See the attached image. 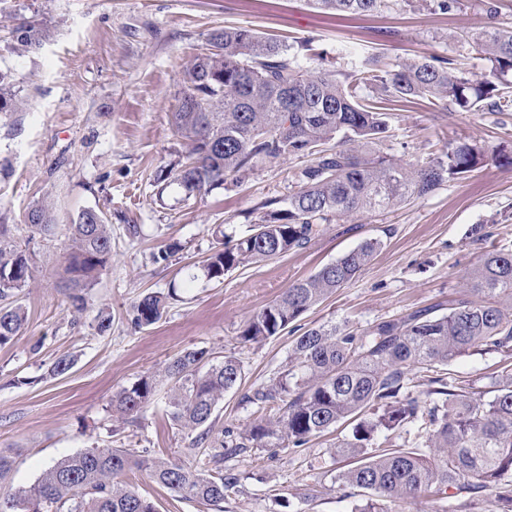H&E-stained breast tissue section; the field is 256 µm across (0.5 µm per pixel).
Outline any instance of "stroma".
I'll list each match as a JSON object with an SVG mask.
<instances>
[{
    "label": "stroma",
    "instance_id": "35a3bbf8",
    "mask_svg": "<svg viewBox=\"0 0 512 512\" xmlns=\"http://www.w3.org/2000/svg\"><path fill=\"white\" fill-rule=\"evenodd\" d=\"M486 3L462 0L443 14L427 0H412L350 19L308 0H0V73L13 103L12 111L0 112V224L26 246L35 280L18 294L26 311L21 332L0 346V452L15 460L12 490L28 489L54 462L96 446L194 462L190 437L165 415L168 382H159L137 422L116 420L110 407L113 394L185 350L207 349L216 362L227 354L240 360L242 382L213 417L215 431L239 433L277 414V405L262 410L247 397L287 369L306 330L336 325L359 332L419 310L447 313L482 254H512V112H457L444 101L432 108L421 101L393 105L382 150L395 161L437 157L449 142L476 139L488 151L486 163L399 208L322 225L304 247L250 263L220 282L200 268L216 228L243 234L264 201L296 190L304 159L261 164L240 181L191 197L179 185L162 191L154 182L187 151L172 128L180 75L213 30L242 26L276 37L311 71L330 62L347 72L371 54L386 63L434 56L454 60L476 79L484 64L467 37L492 22ZM23 24L40 34L39 45L16 42L13 31ZM307 39L312 48L305 51L300 44ZM43 199L54 205L57 230L50 237L24 222ZM84 209L101 211L111 224L112 261L78 313L61 256L68 227ZM475 224L485 225L486 237H471ZM370 239L381 246L353 282L278 336L241 342L244 324L292 283ZM170 243L175 255L154 262ZM172 287L179 298L162 318L133 329V303ZM102 310L112 316L104 334L96 329ZM61 356L74 358L73 367L50 376ZM503 363L499 353L472 352L444 375L490 391ZM350 431L342 424L300 448L225 455L224 470L238 483L218 508L180 499L138 469L124 480L158 512H353L361 497L337 483L349 461L334 448Z\"/></svg>",
    "mask_w": 512,
    "mask_h": 512
}]
</instances>
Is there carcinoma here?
<instances>
[{
    "label": "carcinoma",
    "instance_id": "obj_1",
    "mask_svg": "<svg viewBox=\"0 0 512 512\" xmlns=\"http://www.w3.org/2000/svg\"><path fill=\"white\" fill-rule=\"evenodd\" d=\"M318 9L372 17L409 0H311ZM486 63L477 79L462 75L451 59L403 61L390 68L377 57L348 73L308 71L288 46L251 29L225 27L182 71V96L172 115L174 133L189 145L173 181L189 195L221 187L260 164L309 156L298 189L270 199L258 223L236 239L217 233L203 261L210 280L254 261L272 260L305 246L322 224H338L364 212L388 210L424 198L444 182L482 167L487 152L477 141L448 144L441 157L400 164L383 155L386 111L393 102L446 100L459 112L488 107L512 111V29L489 26L474 41ZM371 88L378 96H366ZM25 220L45 236L55 232L52 206L33 204ZM63 253L66 287L76 311L83 290L94 285L112 259V229L105 217L85 209L69 228ZM381 246L363 242L314 275L298 280L254 314L240 332L242 342L279 335L328 294L352 282ZM466 287L477 299L462 298L447 314L416 311L381 321L361 333L320 326L298 336L291 368L247 397L262 406L282 403L274 421L260 420L224 443L212 436L210 420L224 394L238 386L243 368L227 354L216 364L204 348L188 349L166 363L170 382L167 417L191 445L202 449L193 468L163 458L135 459L121 448H92L48 468L27 490L9 492L3 481L13 457L0 453V512H157L155 504L125 484L133 468L179 498L218 506L237 484L224 474V447L287 443L296 448L369 410L337 452L353 459L339 472L341 484L366 493L357 512H393L401 501L429 495L474 496L488 491L496 512H512V365L495 389L450 383L439 372L471 351L512 355V255L487 252L469 270ZM33 286L31 256L0 224V346L10 343L26 321L14 297ZM166 296L147 293L131 309L134 329L158 322ZM432 372L428 394L438 401L421 413L418 399L399 398L407 370ZM157 380L143 376L112 396V413L135 420L152 400ZM422 420L415 442L392 448L377 442Z\"/></svg>",
    "mask_w": 512,
    "mask_h": 512
}]
</instances>
